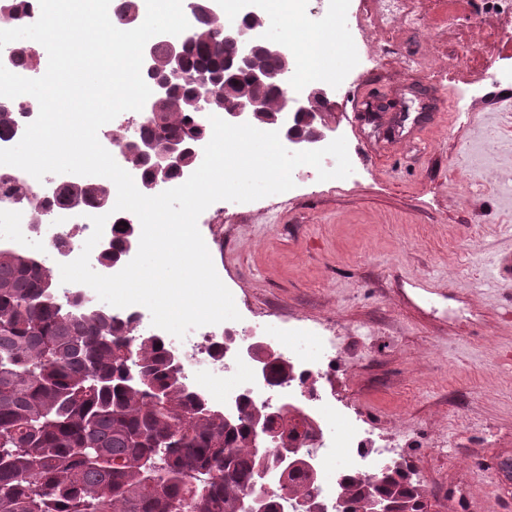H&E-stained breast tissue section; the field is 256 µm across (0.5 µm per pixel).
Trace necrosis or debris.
Listing matches in <instances>:
<instances>
[{"label":"necrosis or debris","mask_w":512,"mask_h":512,"mask_svg":"<svg viewBox=\"0 0 512 512\" xmlns=\"http://www.w3.org/2000/svg\"><path fill=\"white\" fill-rule=\"evenodd\" d=\"M87 182V177L70 173L49 174L39 181L19 168L0 165V223L13 228L0 245L24 252L32 239L39 238L58 262L75 260L93 231L91 219L100 210L88 200L76 207L60 205L57 193L62 186ZM112 313L130 321L138 333L162 337L167 346L177 347L187 388L206 404L223 402L225 412L234 414L246 391L259 403L272 392L285 399L302 398L300 420L318 430L310 458L317 474L316 492L322 501H336L339 458H346L351 470L369 474L387 456V449L366 448L367 431L359 419L337 409L327 394L339 351L335 336L323 338L321 353L308 357L295 349L294 339L313 335V328H291L290 339L274 343L273 348L291 364L293 376L273 387L255 376L252 359L242 352L246 339L254 333L252 327L235 321L221 327L205 325L196 329L193 340L180 342L146 321L140 306L116 307Z\"/></svg>","instance_id":"obj_1"}]
</instances>
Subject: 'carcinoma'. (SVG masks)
<instances>
[{
	"label": "carcinoma",
	"mask_w": 512,
	"mask_h": 512,
	"mask_svg": "<svg viewBox=\"0 0 512 512\" xmlns=\"http://www.w3.org/2000/svg\"><path fill=\"white\" fill-rule=\"evenodd\" d=\"M141 0H122L114 19L139 18ZM197 39L160 38L150 50L162 63L173 44L190 50L188 75L224 68L238 46L215 38L216 20L194 18ZM281 77L261 90L233 70L224 80L233 99L261 92L271 111L255 120L267 126L287 96L294 61L256 56ZM181 105L146 116L138 133L163 142L210 128L196 119L190 87ZM51 269L0 246V512H239L245 489L259 480V457L249 447L257 404L242 402L238 415L208 407L169 372L165 343L138 336L112 312L82 305L68 318L49 303L57 291ZM132 345L142 366L128 376L122 349ZM266 512L288 500L303 502L316 488L314 472L299 466L276 471ZM339 512H365L372 497L396 512H425L424 492L395 465L380 482L346 474L338 485Z\"/></svg>",
	"instance_id": "obj_1"
}]
</instances>
